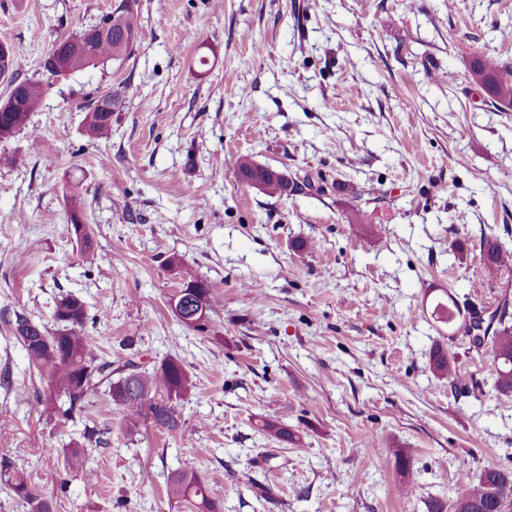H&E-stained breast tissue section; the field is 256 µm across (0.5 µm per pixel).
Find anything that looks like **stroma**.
<instances>
[{"label":"stroma","instance_id":"stroma-1","mask_svg":"<svg viewBox=\"0 0 512 512\" xmlns=\"http://www.w3.org/2000/svg\"><path fill=\"white\" fill-rule=\"evenodd\" d=\"M113 6L0 0V38L48 83L0 141L17 159L0 166V459L56 512H195L167 496L178 470L222 474L220 512H427L453 503L462 472L512 471L490 347L430 315L445 289L512 299V270L488 276L481 257L487 238L512 249V111L467 78L473 53L512 61V0H137L128 58L47 80L54 39ZM111 89L112 136L88 142L86 109ZM244 155L292 191L238 181ZM174 257L210 287L206 331L170 309ZM67 293L100 352L181 360L197 388L180 431L126 432L104 396L69 431L38 404L6 320L53 327ZM439 343L475 391L434 376ZM264 420L295 440L261 435ZM87 426L103 441L76 469L70 434ZM69 211H70V223L72 226L76 225L78 226L79 228V235L81 236L83 234V228L81 227L82 224H84L83 222V208H82V203H81V200L80 199H77V198H72L71 200V203H70V207H69ZM85 226V230H84V234L82 236V238H79L76 233L74 232V228H73V234L75 235V239L77 241V243L80 244L81 246V254L83 256V259L86 263H89V264H92L96 261V254H95V251L93 249V244H92V238H91V229L88 228L87 224H84ZM81 227V228H80Z\"/></svg>","mask_w":512,"mask_h":512}]
</instances>
